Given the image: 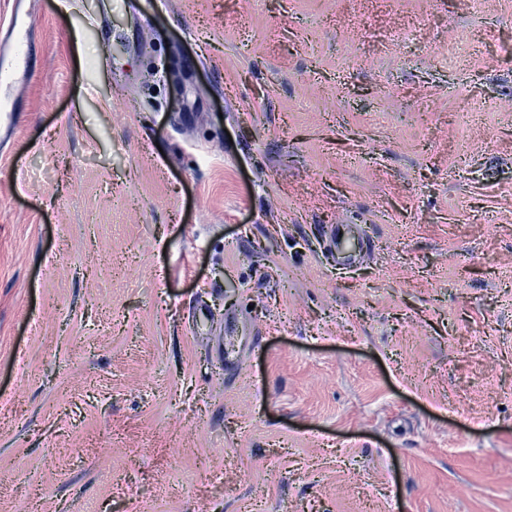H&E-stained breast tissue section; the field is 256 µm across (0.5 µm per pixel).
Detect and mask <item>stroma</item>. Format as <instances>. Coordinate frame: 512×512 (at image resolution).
Instances as JSON below:
<instances>
[{
  "label": "stroma",
  "mask_w": 512,
  "mask_h": 512,
  "mask_svg": "<svg viewBox=\"0 0 512 512\" xmlns=\"http://www.w3.org/2000/svg\"><path fill=\"white\" fill-rule=\"evenodd\" d=\"M155 9L0 0V512H512V0ZM324 229L323 236L340 269H352L364 262L372 245L356 232L353 224H330Z\"/></svg>",
  "instance_id": "obj_1"
}]
</instances>
